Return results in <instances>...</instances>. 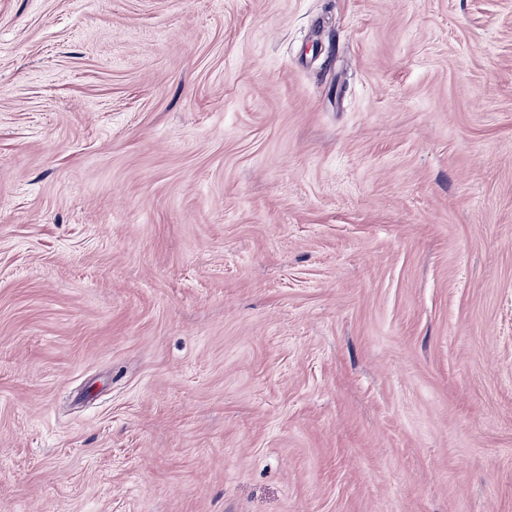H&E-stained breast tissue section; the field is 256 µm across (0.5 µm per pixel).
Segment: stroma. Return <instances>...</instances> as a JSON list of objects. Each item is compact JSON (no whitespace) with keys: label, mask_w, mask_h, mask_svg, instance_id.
Here are the masks:
<instances>
[{"label":"stroma","mask_w":512,"mask_h":512,"mask_svg":"<svg viewBox=\"0 0 512 512\" xmlns=\"http://www.w3.org/2000/svg\"><path fill=\"white\" fill-rule=\"evenodd\" d=\"M0 512H512V0H0Z\"/></svg>","instance_id":"35a3bbf8"}]
</instances>
